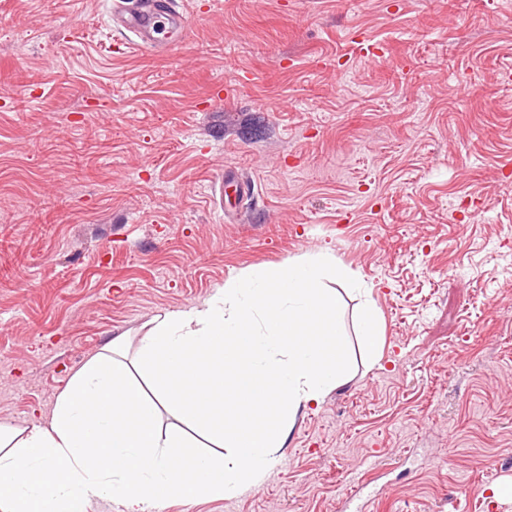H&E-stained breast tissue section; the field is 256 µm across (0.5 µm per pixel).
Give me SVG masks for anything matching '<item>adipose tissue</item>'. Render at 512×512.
Returning a JSON list of instances; mask_svg holds the SVG:
<instances>
[{"instance_id": "obj_1", "label": "adipose tissue", "mask_w": 512, "mask_h": 512, "mask_svg": "<svg viewBox=\"0 0 512 512\" xmlns=\"http://www.w3.org/2000/svg\"><path fill=\"white\" fill-rule=\"evenodd\" d=\"M349 271L321 253L228 280L200 305L167 314L139 340L131 378L116 339L59 395L48 426L0 425V512H86L104 492L125 512L170 498L221 499L259 485L301 408L348 371L328 277ZM195 435L158 427V415ZM219 454L200 451L201 440Z\"/></svg>"}]
</instances>
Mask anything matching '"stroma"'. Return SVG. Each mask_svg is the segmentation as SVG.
<instances>
[{
    "label": "stroma",
    "instance_id": "obj_1",
    "mask_svg": "<svg viewBox=\"0 0 512 512\" xmlns=\"http://www.w3.org/2000/svg\"><path fill=\"white\" fill-rule=\"evenodd\" d=\"M183 3L159 56L114 41L110 0H0V424L46 422L112 339L135 362L155 318L328 252L356 276L331 283L345 381L259 486L161 512H491L475 486H512V0ZM358 336L367 355L373 357L379 347L380 324L375 309L369 302L359 319Z\"/></svg>",
    "mask_w": 512,
    "mask_h": 512
}]
</instances>
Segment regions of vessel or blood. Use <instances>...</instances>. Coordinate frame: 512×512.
Wrapping results in <instances>:
<instances>
[{
  "label": "vessel or blood",
  "mask_w": 512,
  "mask_h": 512,
  "mask_svg": "<svg viewBox=\"0 0 512 512\" xmlns=\"http://www.w3.org/2000/svg\"><path fill=\"white\" fill-rule=\"evenodd\" d=\"M112 26L130 34L133 48L162 54L183 39L187 18L169 0H112Z\"/></svg>",
  "instance_id": "b4317fda"
}]
</instances>
